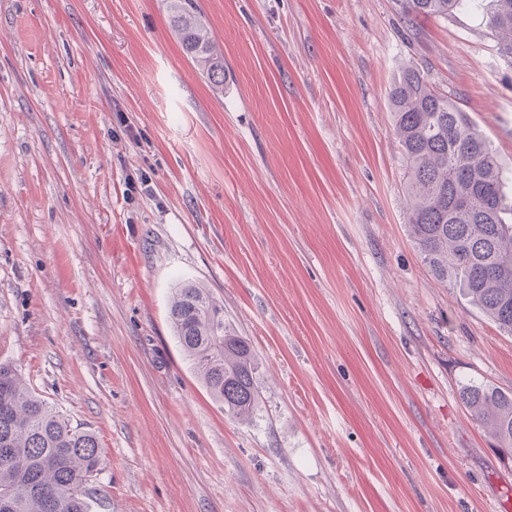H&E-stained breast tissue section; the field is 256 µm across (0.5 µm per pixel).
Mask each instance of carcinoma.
Wrapping results in <instances>:
<instances>
[{
  "label": "carcinoma",
  "mask_w": 512,
  "mask_h": 512,
  "mask_svg": "<svg viewBox=\"0 0 512 512\" xmlns=\"http://www.w3.org/2000/svg\"><path fill=\"white\" fill-rule=\"evenodd\" d=\"M467 0H405L407 25L446 17ZM170 24L184 52L213 87L224 89V55L209 37L196 0H170ZM486 20L512 66V0H490ZM394 130L408 164L407 224L433 275L512 335V174L469 115L406 68L389 91ZM169 321L197 377L236 418L258 399L249 342L199 284L180 280ZM464 406L512 451V392L467 383ZM97 436L71 426L17 369L0 363V512H88L84 484L100 469Z\"/></svg>",
  "instance_id": "cac0c4a2"
}]
</instances>
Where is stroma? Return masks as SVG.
<instances>
[{
  "mask_svg": "<svg viewBox=\"0 0 512 512\" xmlns=\"http://www.w3.org/2000/svg\"><path fill=\"white\" fill-rule=\"evenodd\" d=\"M0 0V362L98 438L91 512H512V454L459 399L512 391V335L405 223L388 92L414 67L512 169V66L481 6ZM147 176L141 190L130 179ZM204 285L254 354L250 420L172 332ZM170 24L177 33L184 52L213 87L224 89L229 73L224 69V55L209 37L208 27L195 0L169 1ZM472 0H407L404 4V16L411 28L419 18L448 17L458 8Z\"/></svg>",
  "mask_w": 512,
  "mask_h": 512,
  "instance_id": "1",
  "label": "stroma"
}]
</instances>
